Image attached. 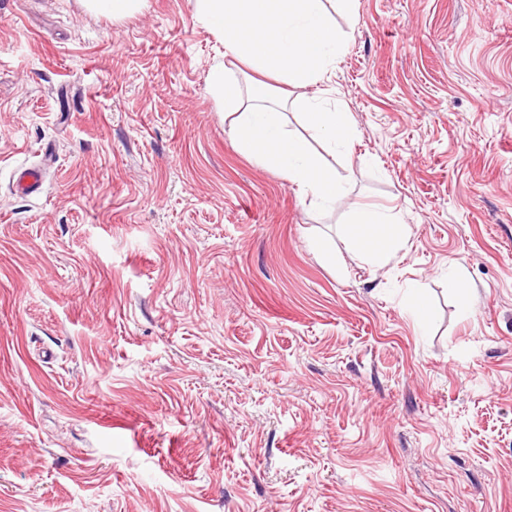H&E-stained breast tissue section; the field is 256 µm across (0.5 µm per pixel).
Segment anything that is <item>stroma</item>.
I'll return each instance as SVG.
<instances>
[{
  "mask_svg": "<svg viewBox=\"0 0 512 512\" xmlns=\"http://www.w3.org/2000/svg\"><path fill=\"white\" fill-rule=\"evenodd\" d=\"M333 20L325 208L236 150L194 0H0V512H512V0ZM87 6L98 13L121 17L138 8L143 0H85ZM348 234L353 242L355 255L360 259L377 253L385 237L389 244L396 242L397 230L393 215L370 206L357 205L350 212Z\"/></svg>",
  "mask_w": 512,
  "mask_h": 512,
  "instance_id": "obj_1",
  "label": "stroma"
}]
</instances>
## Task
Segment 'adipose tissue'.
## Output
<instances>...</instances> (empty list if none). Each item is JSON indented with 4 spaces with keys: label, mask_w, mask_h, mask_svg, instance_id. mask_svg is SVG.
<instances>
[{
    "label": "adipose tissue",
    "mask_w": 512,
    "mask_h": 512,
    "mask_svg": "<svg viewBox=\"0 0 512 512\" xmlns=\"http://www.w3.org/2000/svg\"><path fill=\"white\" fill-rule=\"evenodd\" d=\"M196 16L224 44L225 49L249 60L257 69L287 77L300 96L278 98L271 86L257 80L240 87L224 64L209 73L214 99L232 116L239 152L279 169L296 183L312 204H336L342 197L333 169L309 151L304 141L290 136L284 112L301 111L323 137L342 145L354 139L347 113L324 108L319 97L305 88L326 79L343 36L337 32L325 0H194ZM348 234L357 257L377 253L384 241H395L392 215L370 206L350 211Z\"/></svg>",
    "instance_id": "adipose-tissue-1"
}]
</instances>
